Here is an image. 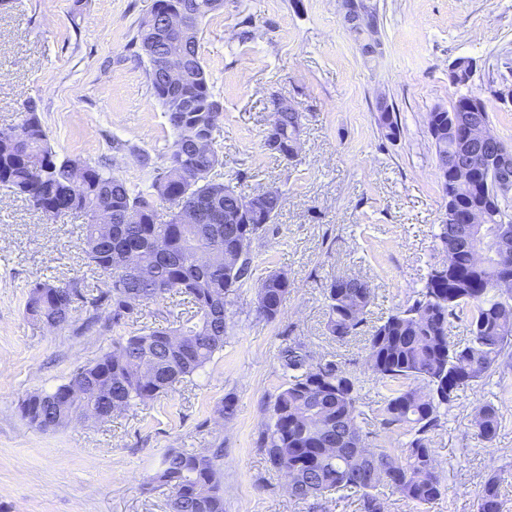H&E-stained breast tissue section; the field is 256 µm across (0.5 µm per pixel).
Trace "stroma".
I'll list each match as a JSON object with an SVG mask.
<instances>
[{
    "label": "stroma",
    "mask_w": 512,
    "mask_h": 512,
    "mask_svg": "<svg viewBox=\"0 0 512 512\" xmlns=\"http://www.w3.org/2000/svg\"><path fill=\"white\" fill-rule=\"evenodd\" d=\"M381 55L364 59L342 19L340 0H224L204 19L199 54L223 115L215 133L222 163L210 173L249 196L283 192L279 216L252 246L255 276L286 274L275 321L259 317L255 292H239L224 348L190 380L112 420L41 430L20 416L35 391H52L96 359L117 336L138 334L189 308L169 298L117 328L55 330L26 313L31 285L80 279L103 285L84 253V219L45 216L0 184V512H168L169 492L147 479L172 448L223 446L224 512H361L356 495L299 502L257 439L284 382L280 351L300 341L360 379L357 428L366 446L402 452L406 428L383 429L391 386L365 368L372 326L411 304L431 268L446 258L435 237L442 206L427 116L463 95L485 100L492 135L512 146V0H375ZM154 0H11L0 8V130L36 104L60 156L103 163L132 188H147L173 131L151 89L134 36ZM475 63L451 84L456 58ZM303 115L298 164L267 151L268 91ZM398 116L397 140L383 137L376 103ZM123 150H113V142ZM354 277L373 291L355 336H326L324 288ZM234 413L220 415L225 402ZM498 407L493 441L476 425L480 405ZM431 448L448 491L420 507L398 496L390 512H478L484 479L502 476V512H512V355L459 387Z\"/></svg>",
    "instance_id": "1"
}]
</instances>
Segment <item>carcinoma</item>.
<instances>
[{
    "instance_id": "carcinoma-1",
    "label": "carcinoma",
    "mask_w": 512,
    "mask_h": 512,
    "mask_svg": "<svg viewBox=\"0 0 512 512\" xmlns=\"http://www.w3.org/2000/svg\"><path fill=\"white\" fill-rule=\"evenodd\" d=\"M187 7L198 5L192 18L195 33L184 47L189 56L185 79L174 86L149 73L152 89L167 114L174 139L161 156L146 191L130 188L109 170L86 164L83 180L72 184L77 160L61 158L51 147L37 108L25 107L13 132L0 135V183L28 197L47 212L79 213L85 217V253L104 277V287L84 288L78 279L37 281L30 289L26 310L32 319L63 330L74 326L67 312L84 310L83 325L119 327L138 318L142 306L178 297L194 309L174 325L156 324L133 336L113 340L112 348L78 367L68 382L52 392H35L20 405L30 425L48 429L81 419L94 399L69 394L74 381L92 380L112 405L101 407L109 420L131 406L156 398L192 377L223 350L228 309L240 288L251 283L256 295L266 292L274 303L257 309L276 320L288 296V278L272 271L253 280L252 244L262 238L282 207V195L264 192L248 212L240 211L242 193L232 182H214L211 171L221 164L215 148L221 103L199 56L200 24L214 9L211 0H159ZM380 27L376 5L368 4L361 24L352 29L358 47L368 31ZM136 42L143 53L163 51L154 25L146 18ZM303 115L271 113L272 129L288 144L293 162L300 152ZM489 124L486 102L462 96L451 108L428 113V133L434 148L445 213L470 211L487 217L479 234L470 224L438 225L436 234L448 257L444 287L432 284L433 273L413 302L373 326L368 338L366 370L396 389L381 409L385 429L406 426L412 432L405 451L395 455L384 448H366L356 426L358 379L338 363L316 357L293 341L281 350L287 380L269 406L270 423L260 432L262 448L273 467L291 477L290 495L300 501L349 491L359 495L363 512H388L379 488L419 506L445 493L429 433L440 426L439 410L454 401L463 384L490 372L512 350V292L503 295L498 282L512 277V259L490 257L475 261L477 250L498 247L512 255V199L498 194L495 173L485 152L469 138V126ZM378 125L388 140L400 135L395 112L378 113ZM464 163L468 176L452 168ZM182 185L198 221L183 224L178 217L158 221L157 207L173 203V190ZM99 210L112 213L109 235L98 233L90 217ZM135 246V261L126 248ZM326 331L337 340L357 334L366 322L372 291L357 278H337L326 288ZM465 312L467 334L448 336V323ZM481 436L492 441L501 425L499 408L486 404L477 412ZM224 448L201 451L168 450L149 483L170 490V512H224L221 462ZM479 512H501L500 477L483 482Z\"/></svg>"
}]
</instances>
